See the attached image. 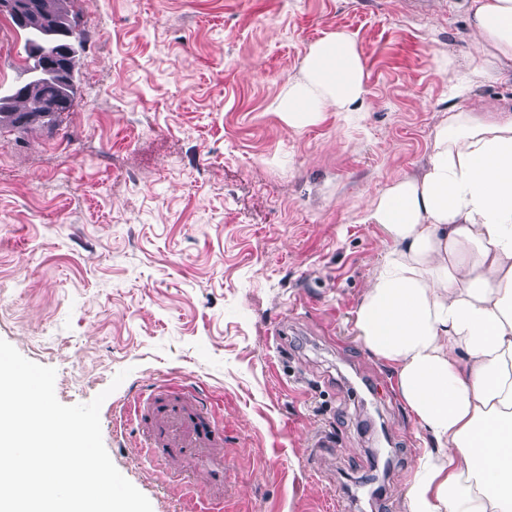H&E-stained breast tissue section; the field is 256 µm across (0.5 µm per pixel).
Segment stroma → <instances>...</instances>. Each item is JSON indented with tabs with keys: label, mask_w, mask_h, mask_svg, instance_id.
Segmentation results:
<instances>
[{
	"label": "stroma",
	"mask_w": 512,
	"mask_h": 512,
	"mask_svg": "<svg viewBox=\"0 0 512 512\" xmlns=\"http://www.w3.org/2000/svg\"><path fill=\"white\" fill-rule=\"evenodd\" d=\"M455 2L66 0L74 108L0 123V339L56 369L62 404L104 394V446L152 512L211 493L125 420L185 385L224 426L229 512H406L424 434L354 329L384 249L361 217L449 108L512 105L511 70L451 96L439 54L475 50ZM338 29L365 101L291 131L271 105ZM0 48L1 96L26 81L14 23ZM324 430L335 447H311Z\"/></svg>",
	"instance_id": "1"
}]
</instances>
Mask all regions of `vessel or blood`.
I'll list each match as a JSON object with an SVG mask.
<instances>
[{"label": "vessel or blood", "mask_w": 512, "mask_h": 512, "mask_svg": "<svg viewBox=\"0 0 512 512\" xmlns=\"http://www.w3.org/2000/svg\"><path fill=\"white\" fill-rule=\"evenodd\" d=\"M126 417L135 425L151 426L152 446L167 455L207 460L211 484L223 485L224 458L218 450L224 445V431L214 411L200 406L194 390H185L178 398H159L148 408L140 396H133Z\"/></svg>", "instance_id": "vessel-or-blood-1"}]
</instances>
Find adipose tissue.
Instances as JSON below:
<instances>
[{
	"label": "adipose tissue",
	"instance_id": "adipose-tissue-1",
	"mask_svg": "<svg viewBox=\"0 0 512 512\" xmlns=\"http://www.w3.org/2000/svg\"><path fill=\"white\" fill-rule=\"evenodd\" d=\"M488 77L512 65V0H462ZM351 35L326 34L272 109L301 131L362 105ZM387 247L356 310L363 345L393 366L403 402L435 447L407 512H512V111L449 109L420 175L365 207Z\"/></svg>",
	"mask_w": 512,
	"mask_h": 512
}]
</instances>
